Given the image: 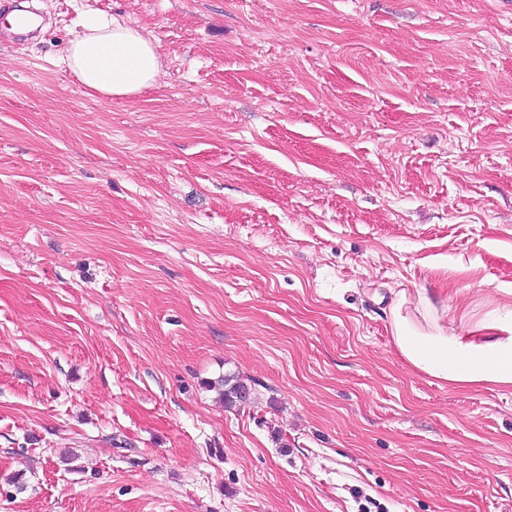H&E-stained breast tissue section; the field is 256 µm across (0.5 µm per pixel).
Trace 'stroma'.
<instances>
[{"label":"stroma","mask_w":512,"mask_h":512,"mask_svg":"<svg viewBox=\"0 0 512 512\" xmlns=\"http://www.w3.org/2000/svg\"><path fill=\"white\" fill-rule=\"evenodd\" d=\"M0 0V512H512V389L398 295L512 312V0ZM162 72L55 59L82 11ZM227 373L254 400L209 390ZM82 32L71 39L57 65L87 90L108 100L151 88L161 61L152 42L134 26L82 12ZM405 304L403 298L392 308V333L410 365L459 389L512 388V322H487L485 336L448 334L426 297L420 295L414 313ZM208 386L218 390L224 406L228 409L249 405L254 399V388L251 380L245 379L239 374H224L216 381H210Z\"/></svg>","instance_id":"obj_1"}]
</instances>
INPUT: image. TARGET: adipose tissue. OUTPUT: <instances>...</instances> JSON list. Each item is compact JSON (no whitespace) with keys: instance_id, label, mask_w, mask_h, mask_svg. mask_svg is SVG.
Returning <instances> with one entry per match:
<instances>
[{"instance_id":"adipose-tissue-1","label":"adipose tissue","mask_w":512,"mask_h":512,"mask_svg":"<svg viewBox=\"0 0 512 512\" xmlns=\"http://www.w3.org/2000/svg\"><path fill=\"white\" fill-rule=\"evenodd\" d=\"M57 64L87 90L106 99L130 97L151 88L161 61L152 42L134 26L90 12ZM426 297L415 309L393 306L394 341L414 368L459 389L512 388V323L484 324L480 336L449 333L432 314Z\"/></svg>"}]
</instances>
